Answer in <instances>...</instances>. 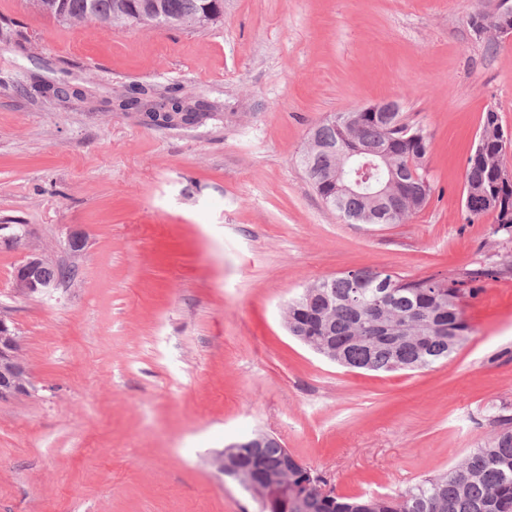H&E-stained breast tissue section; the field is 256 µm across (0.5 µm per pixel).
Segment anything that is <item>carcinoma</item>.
Returning a JSON list of instances; mask_svg holds the SVG:
<instances>
[{"label":"carcinoma","mask_w":512,"mask_h":512,"mask_svg":"<svg viewBox=\"0 0 512 512\" xmlns=\"http://www.w3.org/2000/svg\"><path fill=\"white\" fill-rule=\"evenodd\" d=\"M41 14L56 21L94 23L112 18L116 27H130L135 18L160 17L168 28L215 24L224 14V0H30ZM143 112H199L202 121L236 116L222 105L192 104L191 98L160 95L139 103ZM400 112L386 119L374 112H340L316 125L299 163L324 202L354 224H402L424 207L434 191L419 166L422 147L407 140L417 127L398 124ZM504 132L498 113L485 112L479 147L468 158L466 212L473 222L492 213L497 230L512 233V183L503 178ZM356 145L379 150L380 169H396L398 182L389 201L361 194L336 196L334 176L340 153ZM499 200L498 209L483 204L484 196ZM463 282L455 279L409 280L362 269L309 284L288 301V331L315 342L329 337L336 362L373 372L423 370L448 361L469 330L459 309ZM502 429L472 450L448 472L426 477L414 487L380 495H327L315 500L316 512H512V428ZM284 449L270 442L264 448H224V476L238 480L246 469L255 477L261 512H300L312 498L321 476L288 461V480L281 479Z\"/></svg>","instance_id":"cac0c4a2"}]
</instances>
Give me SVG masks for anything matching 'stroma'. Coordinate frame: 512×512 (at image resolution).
<instances>
[{
  "mask_svg": "<svg viewBox=\"0 0 512 512\" xmlns=\"http://www.w3.org/2000/svg\"><path fill=\"white\" fill-rule=\"evenodd\" d=\"M494 6L224 0L215 25L98 33L0 0V224L76 269L47 296L17 295L25 248L0 241V314L36 387L0 400V512H257L215 461L256 432L337 493L403 491L512 418V235L468 222L463 197L486 110L512 135V37L469 26ZM138 85L246 114L149 127L111 106ZM382 100L429 135L435 192L405 223L354 224L296 156L327 116ZM364 268L486 270L459 302L470 331L450 360L351 370L289 335V299Z\"/></svg>",
  "mask_w": 512,
  "mask_h": 512,
  "instance_id": "35a3bbf8",
  "label": "stroma"
}]
</instances>
